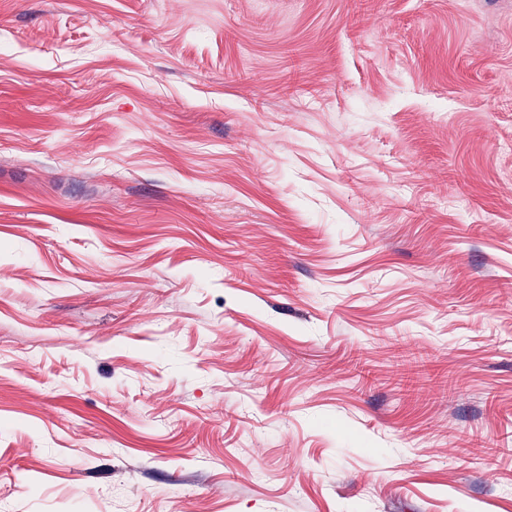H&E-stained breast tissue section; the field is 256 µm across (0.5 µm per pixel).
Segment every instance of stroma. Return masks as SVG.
Returning a JSON list of instances; mask_svg holds the SVG:
<instances>
[{
  "instance_id": "obj_1",
  "label": "stroma",
  "mask_w": 512,
  "mask_h": 512,
  "mask_svg": "<svg viewBox=\"0 0 512 512\" xmlns=\"http://www.w3.org/2000/svg\"><path fill=\"white\" fill-rule=\"evenodd\" d=\"M467 437L512 0H0V512H512Z\"/></svg>"
}]
</instances>
